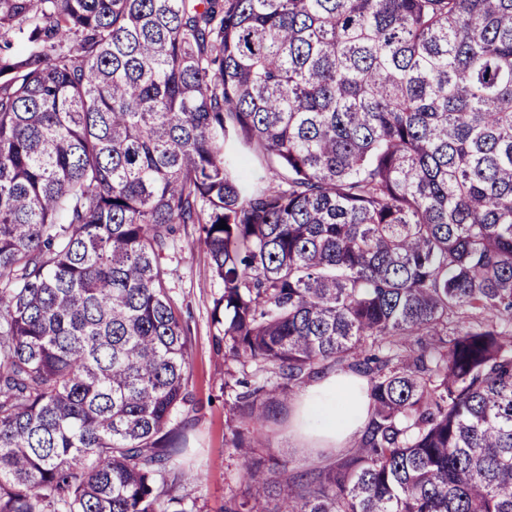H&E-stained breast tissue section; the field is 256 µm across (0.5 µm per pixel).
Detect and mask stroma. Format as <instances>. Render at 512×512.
<instances>
[{"mask_svg": "<svg viewBox=\"0 0 512 512\" xmlns=\"http://www.w3.org/2000/svg\"><path fill=\"white\" fill-rule=\"evenodd\" d=\"M195 239L193 228L180 229L162 258L168 270L170 294L183 312L192 340L189 390L193 402L181 408L173 421L186 424L190 435L184 468L204 475L202 484L187 483L178 492L196 500L199 512H222L225 498L248 492L241 463L227 441L232 397L223 389L229 374L238 372L239 366L216 349L217 329L210 312L222 284L214 277L209 258ZM294 407L291 400L275 406L258 434L257 458L268 464L287 463L294 474L333 465L338 451L321 440L299 435Z\"/></svg>", "mask_w": 512, "mask_h": 512, "instance_id": "1", "label": "stroma"}]
</instances>
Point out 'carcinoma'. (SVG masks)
Instances as JSON below:
<instances>
[{
    "label": "carcinoma",
    "instance_id": "1",
    "mask_svg": "<svg viewBox=\"0 0 512 512\" xmlns=\"http://www.w3.org/2000/svg\"><path fill=\"white\" fill-rule=\"evenodd\" d=\"M188 224L276 378L236 381L224 512H512V0H0V512H196ZM332 364L356 448L263 467Z\"/></svg>",
    "mask_w": 512,
    "mask_h": 512
}]
</instances>
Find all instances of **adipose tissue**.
Wrapping results in <instances>:
<instances>
[{
	"instance_id": "1",
	"label": "adipose tissue",
	"mask_w": 512,
	"mask_h": 512,
	"mask_svg": "<svg viewBox=\"0 0 512 512\" xmlns=\"http://www.w3.org/2000/svg\"><path fill=\"white\" fill-rule=\"evenodd\" d=\"M369 415L366 382L343 370L309 384L298 401L297 420L302 428L331 441L340 451L356 445Z\"/></svg>"
}]
</instances>
